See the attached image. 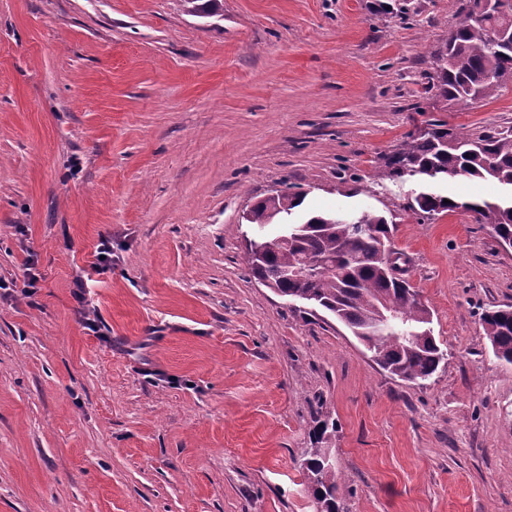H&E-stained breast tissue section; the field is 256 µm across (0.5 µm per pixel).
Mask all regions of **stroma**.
<instances>
[{
  "label": "stroma",
  "instance_id": "1",
  "mask_svg": "<svg viewBox=\"0 0 512 512\" xmlns=\"http://www.w3.org/2000/svg\"><path fill=\"white\" fill-rule=\"evenodd\" d=\"M375 2L0 0V512H319L320 420L341 512H512V365L481 321L512 249L381 173L429 121L512 126V88L442 110L455 0ZM291 185L393 221L430 379L253 277L243 215Z\"/></svg>",
  "mask_w": 512,
  "mask_h": 512
}]
</instances>
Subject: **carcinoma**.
<instances>
[{
	"instance_id": "cac0c4a2",
	"label": "carcinoma",
	"mask_w": 512,
	"mask_h": 512,
	"mask_svg": "<svg viewBox=\"0 0 512 512\" xmlns=\"http://www.w3.org/2000/svg\"><path fill=\"white\" fill-rule=\"evenodd\" d=\"M512 26V0L488 14L483 0H457L448 39L430 54L424 73L431 98L450 107H466L512 87V46L495 42L492 31ZM386 176L433 182L466 177L512 186V127L465 130L433 121L425 134H408L383 159ZM306 194L278 191L245 215L250 224H275L300 208ZM406 208L422 222L462 208L492 227L499 244L512 248V200L444 202L425 193ZM356 223L371 229L359 234L332 211L308 212L295 224H276L288 242L274 247L253 239L245 260L254 275L267 280L283 297L299 299L342 323L383 370L410 382L426 381L437 371L444 352L426 319L429 308L402 276V253L391 248L386 216L363 212ZM484 332L495 357L512 364V306L485 312ZM336 425L326 421L313 430L315 448L306 450L303 466L313 495L328 512H339V484L328 460L327 442Z\"/></svg>"
}]
</instances>
